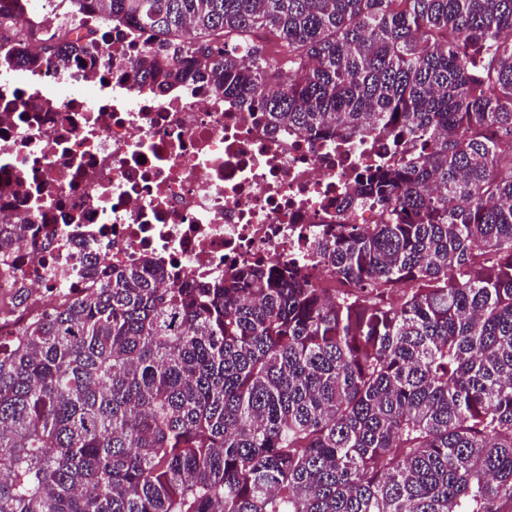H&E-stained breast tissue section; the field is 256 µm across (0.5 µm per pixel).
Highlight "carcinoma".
<instances>
[{"instance_id": "cac0c4a2", "label": "carcinoma", "mask_w": 512, "mask_h": 512, "mask_svg": "<svg viewBox=\"0 0 512 512\" xmlns=\"http://www.w3.org/2000/svg\"><path fill=\"white\" fill-rule=\"evenodd\" d=\"M149 32L142 87L270 128L430 139L293 265L93 287L0 344V512H512V0H65ZM66 67L58 29L31 57Z\"/></svg>"}]
</instances>
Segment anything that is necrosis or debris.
Returning <instances> with one entry per match:
<instances>
[{
  "mask_svg": "<svg viewBox=\"0 0 512 512\" xmlns=\"http://www.w3.org/2000/svg\"><path fill=\"white\" fill-rule=\"evenodd\" d=\"M0 10L16 28L47 19L105 48L63 72L4 65L11 43L0 41V223L18 227L0 249V334L18 289L28 315L49 311L90 287L97 257L149 264L164 287L288 262L329 285L320 239L380 223L349 189L393 161L386 141L272 130L200 84L138 87L131 71L147 65L150 34L66 14L61 0Z\"/></svg>",
  "mask_w": 512,
  "mask_h": 512,
  "instance_id": "1",
  "label": "necrosis or debris"
}]
</instances>
